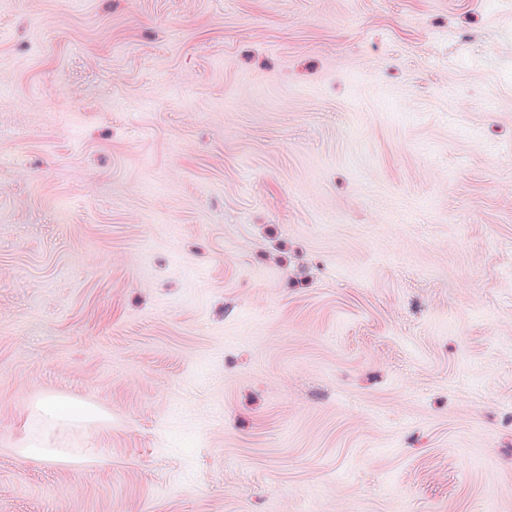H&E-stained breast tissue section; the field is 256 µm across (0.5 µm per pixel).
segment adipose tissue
I'll list each match as a JSON object with an SVG mask.
<instances>
[{
  "mask_svg": "<svg viewBox=\"0 0 512 512\" xmlns=\"http://www.w3.org/2000/svg\"><path fill=\"white\" fill-rule=\"evenodd\" d=\"M34 417L38 428L29 431L20 452L27 457L45 460H59L67 454L66 449L51 447L52 433L63 429L84 431L98 419L97 413L89 407L55 397H47L38 402L34 407Z\"/></svg>",
  "mask_w": 512,
  "mask_h": 512,
  "instance_id": "ef3b65f1",
  "label": "adipose tissue"
}]
</instances>
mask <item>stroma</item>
Listing matches in <instances>:
<instances>
[{
    "label": "stroma",
    "mask_w": 512,
    "mask_h": 512,
    "mask_svg": "<svg viewBox=\"0 0 512 512\" xmlns=\"http://www.w3.org/2000/svg\"><path fill=\"white\" fill-rule=\"evenodd\" d=\"M0 512H512V0H0ZM34 418L38 429L29 430L28 436L21 444L20 452L23 456L45 460H60L74 451L83 455H90L94 449L86 448H52L50 435L56 430L78 429L86 430L98 420V414L85 405L73 404L59 398L46 397L34 407Z\"/></svg>",
    "instance_id": "35a3bbf8"
}]
</instances>
